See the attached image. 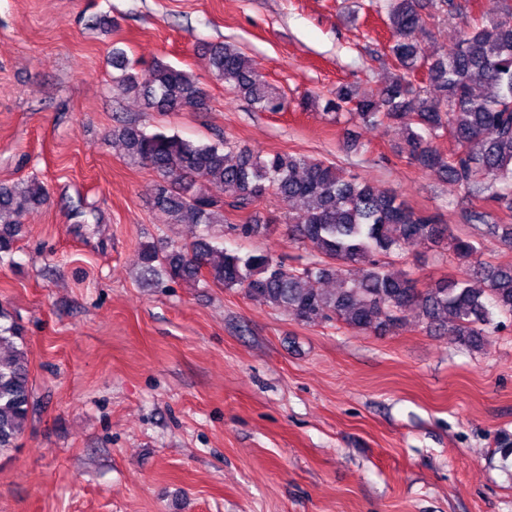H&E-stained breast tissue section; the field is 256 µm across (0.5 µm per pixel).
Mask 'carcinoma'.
I'll use <instances>...</instances> for the list:
<instances>
[{
	"mask_svg": "<svg viewBox=\"0 0 512 512\" xmlns=\"http://www.w3.org/2000/svg\"><path fill=\"white\" fill-rule=\"evenodd\" d=\"M503 2L460 29L454 43L430 53L411 41L410 34L426 28L435 15L468 17L470 0H429L425 15L419 0H384L394 72L370 93L344 84L329 98L308 94L300 106L322 102L324 110H345L364 125L401 128L398 153L411 164L495 210L512 213V4ZM207 52L213 76L255 108L287 109L286 96L236 45L211 43ZM421 66L428 77L416 82L412 76ZM112 68L120 71L113 84L142 98L148 109L206 108L207 93L197 77L161 59L133 72L126 52L115 47ZM442 137L453 139L452 152L438 149ZM117 140L129 165L154 173V205L167 223L224 224L227 233L250 238L269 226L250 217L233 224L227 212H243L275 196L285 204L301 203L288 210V231L317 253L316 260L296 267L269 253L241 256L204 237L189 245L173 243L164 252L145 244L140 252L144 276L192 288L240 289L310 326L339 321L383 333L414 306L427 327L456 337L472 351L485 346L495 312L512 315V264L480 261L476 240L454 233L435 213L411 207L394 191L343 177L329 161L282 152L262 157L228 138L198 143L177 134L148 133L133 120L112 129V141ZM209 183L224 186V199L208 193ZM46 196L44 184L35 178L0 184V258L13 252L26 207L43 203ZM489 216L472 211L467 219L512 244V225L491 224ZM418 241L452 251L466 265L464 274L419 287L399 263L400 255ZM359 262L366 266L355 275L350 266ZM328 279L336 281L330 291L322 288ZM22 341L19 324H0V454L17 447L37 412Z\"/></svg>",
	"mask_w": 512,
	"mask_h": 512,
	"instance_id": "obj_1",
	"label": "carcinoma"
}]
</instances>
